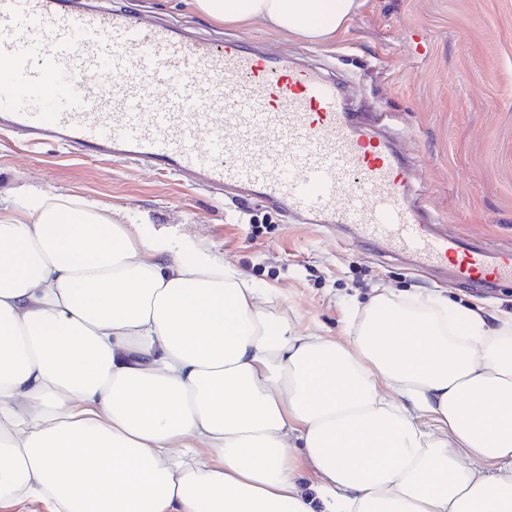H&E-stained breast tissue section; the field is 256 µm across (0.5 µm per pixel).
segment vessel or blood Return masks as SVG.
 <instances>
[{
    "instance_id": "b4317fda",
    "label": "vessel or blood",
    "mask_w": 512,
    "mask_h": 512,
    "mask_svg": "<svg viewBox=\"0 0 512 512\" xmlns=\"http://www.w3.org/2000/svg\"><path fill=\"white\" fill-rule=\"evenodd\" d=\"M0 71V128L351 225L458 281L512 282V249L435 232L408 199L407 167L320 69L90 0H0Z\"/></svg>"
}]
</instances>
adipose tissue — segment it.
Masks as SVG:
<instances>
[{
    "mask_svg": "<svg viewBox=\"0 0 512 512\" xmlns=\"http://www.w3.org/2000/svg\"><path fill=\"white\" fill-rule=\"evenodd\" d=\"M189 4L312 43L361 7ZM25 502L512 512V318L377 288L340 344L192 240L72 196L0 200V512Z\"/></svg>",
    "mask_w": 512,
    "mask_h": 512,
    "instance_id": "obj_1",
    "label": "adipose tissue"
}]
</instances>
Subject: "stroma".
Instances as JSON below:
<instances>
[{
	"label": "stroma",
	"instance_id": "obj_1",
	"mask_svg": "<svg viewBox=\"0 0 512 512\" xmlns=\"http://www.w3.org/2000/svg\"><path fill=\"white\" fill-rule=\"evenodd\" d=\"M189 34L240 40L271 56L321 66L362 117L397 115L389 136L411 174V199L440 231L512 248V0H364L347 32L309 44L258 25L221 26L186 0H107ZM34 188L107 205L143 233L165 226L237 265L288 305L299 329L342 342L358 302L376 288L404 300L434 295L460 310L512 314V284L453 282L358 239L261 203H231L182 177L0 131V191Z\"/></svg>",
	"mask_w": 512,
	"mask_h": 512
}]
</instances>
